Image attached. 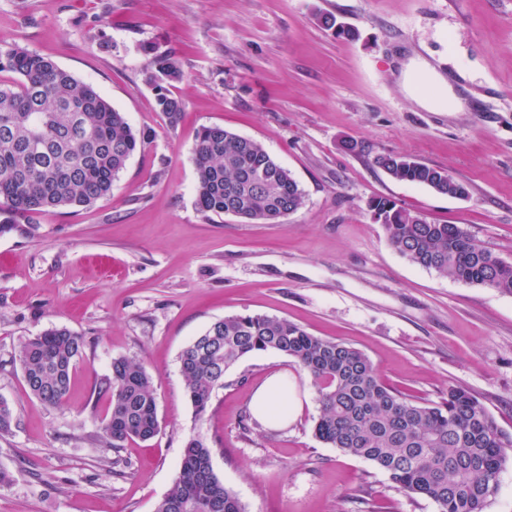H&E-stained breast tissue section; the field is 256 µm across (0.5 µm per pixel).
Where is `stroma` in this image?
Masks as SVG:
<instances>
[{"instance_id": "35a3bbf8", "label": "stroma", "mask_w": 512, "mask_h": 512, "mask_svg": "<svg viewBox=\"0 0 512 512\" xmlns=\"http://www.w3.org/2000/svg\"><path fill=\"white\" fill-rule=\"evenodd\" d=\"M318 12L359 40L323 30ZM146 43L180 56L177 127L155 110ZM0 44L52 60L150 133L111 197L0 233V399L16 417L0 434L11 476L0 512H154L192 434L211 444L215 473L246 512H438L316 437V390L283 354L240 360L196 418L178 357L229 315L285 317L343 341L422 401L465 388L512 436V294L411 263L368 209L390 198L512 263V0H0ZM411 57L444 77L463 111L428 110L404 93ZM206 125L260 141L304 206L281 224L202 215L191 156ZM388 153L445 169L468 197L391 178L372 163ZM56 327L87 346L67 404L50 408L27 390L16 352ZM121 356L150 373L161 428L109 448L99 386ZM274 373L298 413L278 428L246 424Z\"/></svg>"}]
</instances>
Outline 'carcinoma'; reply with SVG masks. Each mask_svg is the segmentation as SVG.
Listing matches in <instances>:
<instances>
[{"label": "carcinoma", "instance_id": "cac0c4a2", "mask_svg": "<svg viewBox=\"0 0 512 512\" xmlns=\"http://www.w3.org/2000/svg\"><path fill=\"white\" fill-rule=\"evenodd\" d=\"M317 24L353 38V28L331 13ZM147 81L155 104L175 127L184 112L168 86L184 79L175 52L146 47ZM0 232L25 221L37 223L50 210L87 206L106 199L128 160L149 135L133 129L93 86L26 49L0 48ZM374 164L393 179L455 196L465 184L440 168L404 154L378 155ZM197 210L232 215L248 223L281 224L301 209L305 194L290 171L257 140L222 126L202 127L192 153ZM375 223L410 262L439 276L512 294V263L503 261L457 224L430 222L386 198L370 202ZM82 336L52 328L23 341L17 350L30 394L51 407L63 405ZM282 353L310 376L318 394L315 435L342 453L374 464L408 496L434 501L439 512H485L512 446L493 416L461 387L437 404L399 393L380 377L372 360L351 345L315 336L282 317L226 316L212 323L180 353L186 397L198 417L207 414L224 375L258 352ZM110 411L101 438L111 448L133 438L148 440L159 429L157 397L141 362L112 361L100 388ZM155 512H245L237 495L218 478L212 447L199 436L184 446L178 475Z\"/></svg>", "mask_w": 512, "mask_h": 512}]
</instances>
